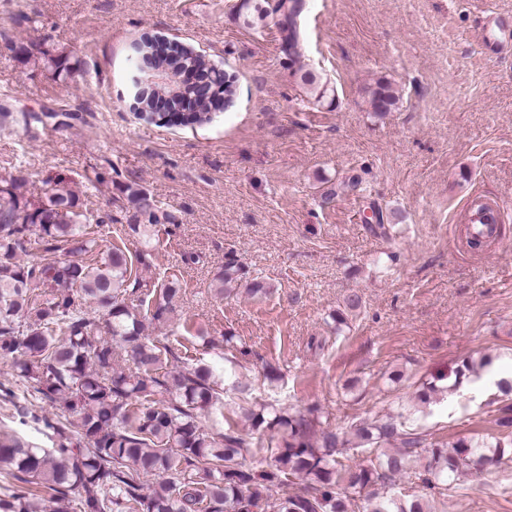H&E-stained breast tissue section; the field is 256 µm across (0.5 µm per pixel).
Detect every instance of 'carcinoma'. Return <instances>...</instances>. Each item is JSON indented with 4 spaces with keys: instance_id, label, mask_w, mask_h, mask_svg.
<instances>
[{
    "instance_id": "obj_1",
    "label": "carcinoma",
    "mask_w": 512,
    "mask_h": 512,
    "mask_svg": "<svg viewBox=\"0 0 512 512\" xmlns=\"http://www.w3.org/2000/svg\"><path fill=\"white\" fill-rule=\"evenodd\" d=\"M300 0H278L288 52L298 53L296 18ZM238 11L249 26L262 24L266 10L241 0ZM167 39L144 35L133 44L136 60L152 65L162 59L168 81L146 83L136 112L148 122L171 126H202L212 120L205 109L179 112L195 94L181 81L194 69L223 84L224 102L237 94L235 81L206 56L185 45L166 55ZM33 65L55 78L77 71L63 51L39 45L27 51ZM302 80L318 103L329 89L312 73ZM400 96L381 79L370 91V107L383 116ZM170 111L156 112L158 103ZM22 168L0 177V359L11 362L26 381L29 395L55 409L38 416L17 405L18 416L52 431L53 446L38 448L17 438L0 440V474L11 482L0 496V512H348L351 495L369 492L371 512H424L421 500L402 503L391 493L398 478L411 471L425 446L423 435L394 417L359 421L339 433L322 421L318 410L291 413L271 404L245 410L254 436L233 428L215 432L202 418H224L223 380L216 369L188 356L192 328L185 342L145 334V321L165 323L181 298L176 278L156 289L158 300L146 304L143 284L133 265L148 267L152 253L115 247L97 257L91 224L106 219L84 209L78 196L60 178L44 196H29ZM128 206L127 229L149 242L161 225L178 226L177 216L146 190L122 189ZM37 245L40 256L18 260V253ZM61 250L73 255L60 260ZM246 278L244 266L229 258L215 278L217 294L233 290ZM102 309L90 315L88 304ZM492 365L462 361L454 385L479 376ZM496 423L512 428V379H500ZM270 446H263L264 437ZM270 455L247 467L245 456L262 449ZM512 433L493 442L464 437L431 449L417 479L423 488L442 494L460 486L476 472L474 461L490 466L512 461ZM361 455L350 470L338 456L348 450ZM156 483L147 485V478ZM301 484L289 494L292 480Z\"/></svg>"
}]
</instances>
